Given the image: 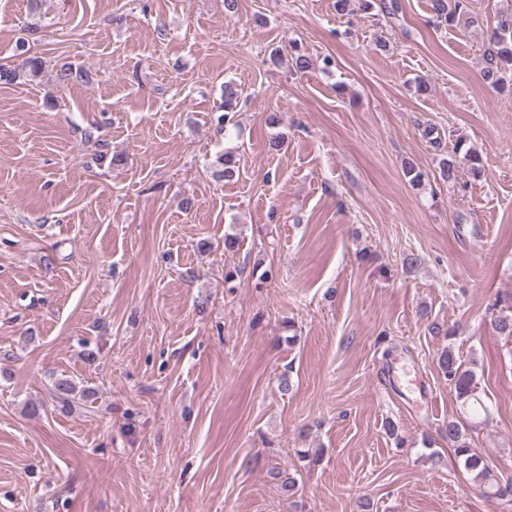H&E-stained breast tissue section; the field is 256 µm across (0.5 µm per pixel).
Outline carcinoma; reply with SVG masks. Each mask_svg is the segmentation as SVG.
Returning <instances> with one entry per match:
<instances>
[{
  "label": "carcinoma",
  "mask_w": 512,
  "mask_h": 512,
  "mask_svg": "<svg viewBox=\"0 0 512 512\" xmlns=\"http://www.w3.org/2000/svg\"><path fill=\"white\" fill-rule=\"evenodd\" d=\"M467 0H431V10L437 22H455L467 15ZM490 43L494 50L489 53L488 66L484 69L483 81L494 89H499L507 82L506 75L512 73V11L499 12L494 18V25L490 29ZM20 63L6 66L0 65V81L10 83L17 78L35 77L42 68V60L27 55L25 45H20ZM58 81L67 84L76 79L89 83L93 81V73L83 69H75L70 65L62 66L57 73ZM241 98V90L236 84L226 82L223 86V104L220 107L222 114L218 123L224 127L233 124V112L236 111ZM466 166L472 175L479 177L484 173L482 157L471 148L465 147V141L458 140L453 147V153L442 161L441 177L450 184H456L459 179L460 166ZM215 176L222 180H231L238 173L235 155L229 151L219 154L214 163ZM438 366L448 385L453 388L457 399L469 418H453L448 420L444 434L448 439V446L454 448L456 457L463 462L465 469L471 473L475 487L483 491L486 497L512 496V483L507 481L500 485L493 478L490 468L485 464L483 457L473 448L467 438L470 428L469 419H475L487 411V407L478 395L477 375L472 366H465L449 347L442 351ZM76 386L68 379H57L51 386L53 401L65 409H72L75 403Z\"/></svg>",
  "instance_id": "1"
}]
</instances>
